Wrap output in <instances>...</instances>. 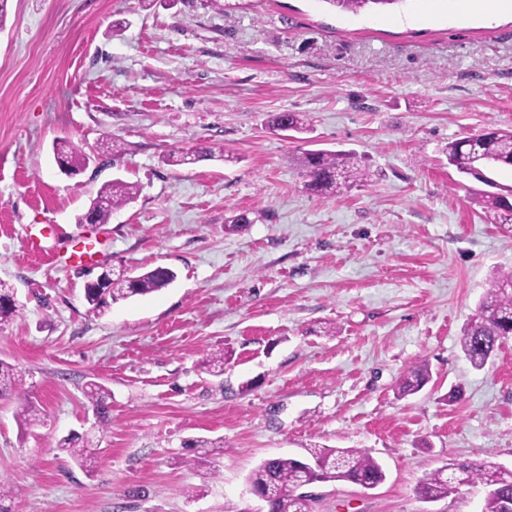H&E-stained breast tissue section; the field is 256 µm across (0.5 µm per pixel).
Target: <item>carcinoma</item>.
<instances>
[{"label": "carcinoma", "mask_w": 512, "mask_h": 512, "mask_svg": "<svg viewBox=\"0 0 512 512\" xmlns=\"http://www.w3.org/2000/svg\"><path fill=\"white\" fill-rule=\"evenodd\" d=\"M345 12L358 14L374 7H384L404 0H324ZM273 126L283 130L298 131L305 125L301 114L284 112L272 117ZM54 153L73 173L82 171L89 163V156L63 140L56 144ZM448 165L465 175L492 188L498 184L488 172L512 168V129L489 127L476 135V145L469 146L459 139L448 143ZM307 189L319 194H340L354 184L367 179L359 165L350 164L338 155L324 150H310L303 157ZM138 194L137 186L114 180L97 193L83 217H91L98 224L108 222L112 211L131 202ZM485 205L498 224H512V187L485 194ZM176 279L174 270L157 266L138 275L124 273L117 277L105 273L92 284H85L84 298L90 310L99 311L108 300L117 301L137 295H146L171 285ZM12 285L0 281V323L15 316L20 305L15 300ZM512 336V272L498 277L480 303L476 317L464 328L460 345L463 353L476 367L487 364L498 344ZM429 378L428 370L420 365L409 371L398 383V394L406 397L419 392ZM25 371L0 363V396L14 392L19 396L16 413L20 424L37 419L40 409L24 395ZM89 397L98 417L99 426L107 422L109 394L104 386L90 384ZM86 435L71 433L59 441L65 451L81 467L88 463ZM307 455L266 459L252 471L248 478L251 489L268 495L269 512H313L314 499L299 494L301 486L309 483L347 481L365 482L373 486L385 480L382 465L371 455L355 448H308ZM481 486L485 490L482 512H504V502L512 503V469L496 464L450 463L427 474L417 488L425 501H436L452 494L461 482Z\"/></svg>", "instance_id": "obj_1"}]
</instances>
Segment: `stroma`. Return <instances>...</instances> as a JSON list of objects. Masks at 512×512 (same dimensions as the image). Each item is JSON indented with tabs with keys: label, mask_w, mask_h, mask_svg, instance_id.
Here are the masks:
<instances>
[{
	"label": "stroma",
	"mask_w": 512,
	"mask_h": 512,
	"mask_svg": "<svg viewBox=\"0 0 512 512\" xmlns=\"http://www.w3.org/2000/svg\"><path fill=\"white\" fill-rule=\"evenodd\" d=\"M0 29V280L21 304L0 361L40 407L0 398L10 512H248L264 459L358 448L386 478L312 485L315 512H481V488L426 502L449 463L512 469V337L483 369L460 337L512 270V224L449 166V141L512 129V8L403 0L360 14L325 0H7ZM298 112L305 133L272 128ZM118 156L104 154L110 140ZM99 157L62 174L54 142ZM369 174L310 193L305 150ZM210 157L171 165V153ZM137 198L105 224L77 218L114 179ZM249 222L226 233L225 221ZM58 228L46 235V225ZM44 253H26L27 236ZM107 244L67 267L72 245ZM167 266L159 292L90 312L102 272ZM224 352L223 368L205 366ZM430 380L400 398V379ZM92 473L59 450L97 423ZM456 400H449L451 391ZM201 442L183 464L185 444ZM25 371L22 369L0 363V396L6 392H14L19 396V406L16 413L17 420L27 425L39 416L40 409L24 395ZM429 373L424 365L417 366L409 371L398 383V394L400 397H406L416 394L426 384ZM89 397L98 417V430L101 429V431H103V426L107 422V414L109 409V403L107 400L109 399V394L104 386L97 383H90Z\"/></svg>",
	"instance_id": "1"
}]
</instances>
